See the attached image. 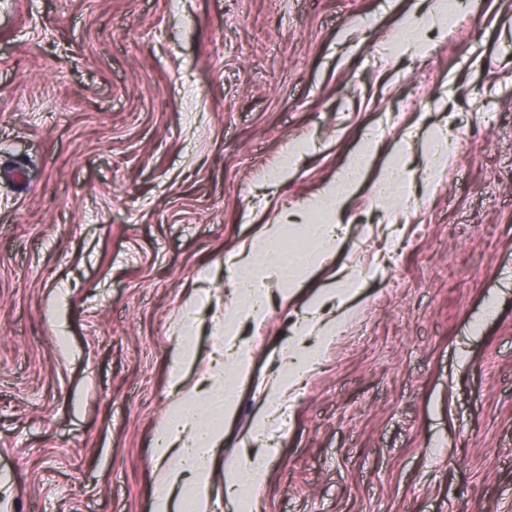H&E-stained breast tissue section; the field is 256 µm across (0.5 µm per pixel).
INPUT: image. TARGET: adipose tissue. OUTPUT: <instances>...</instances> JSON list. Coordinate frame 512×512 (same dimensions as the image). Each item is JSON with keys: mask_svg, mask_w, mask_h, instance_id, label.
<instances>
[{"mask_svg": "<svg viewBox=\"0 0 512 512\" xmlns=\"http://www.w3.org/2000/svg\"><path fill=\"white\" fill-rule=\"evenodd\" d=\"M463 9L461 0H433L427 17L411 14L400 24L390 52H409L419 49V32L426 19L444 17L454 19ZM379 145L376 135H367L361 152L352 155L340 168L335 178L315 198L304 202V213L315 215L311 224L298 226V234L307 238L312 247L306 252H284L279 244L288 232L286 225L267 224L260 231L256 255L234 263L232 288L240 303L239 313L246 319L262 322L267 313L266 282L277 278L287 290H294L309 270L321 259L335 251L338 238L335 217L339 207L354 192L370 165ZM195 300H188L182 314L183 334L173 352L174 374L171 378V402L165 419L157 426L152 443V454L158 470L153 495L154 512H171L173 494L185 488L193 512H208L211 500V479L214 453L224 440L222 421L235 410L237 383L250 374L251 361L245 347L236 343L233 321L224 324V341L231 349V374L224 382L212 388L207 396L188 389L182 373L196 362L192 343ZM322 300H315L304 322L296 326L295 336L289 339L281 352V368L277 378L266 388L265 412L253 426L254 434L261 435L275 424L280 404L288 391L310 373L318 360L316 351L309 349L305 336L319 331L323 341H333L339 335L343 321H321ZM267 460L245 455L224 465V492L236 502L240 512H248V490L261 486L267 478Z\"/></svg>", "mask_w": 512, "mask_h": 512, "instance_id": "adipose-tissue-1", "label": "adipose tissue"}]
</instances>
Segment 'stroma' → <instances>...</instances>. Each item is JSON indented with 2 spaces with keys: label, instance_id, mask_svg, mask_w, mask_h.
Listing matches in <instances>:
<instances>
[{
  "label": "stroma",
  "instance_id": "obj_1",
  "mask_svg": "<svg viewBox=\"0 0 512 512\" xmlns=\"http://www.w3.org/2000/svg\"><path fill=\"white\" fill-rule=\"evenodd\" d=\"M421 0H0V512H153L186 295L205 379L232 255L382 138L335 253L242 320L251 373L215 451L275 447L256 512H512V0L428 24ZM457 151L381 207L398 144ZM298 165L269 178L288 144ZM355 310L262 437L279 350L343 271ZM461 0H435L433 1L428 15L419 17L416 14L406 16L400 24L399 30L392 44L388 46L385 52H409L417 50L420 47L419 32L423 28L426 20L435 19L437 16H443L452 21L463 8H467Z\"/></svg>",
  "mask_w": 512,
  "mask_h": 512
}]
</instances>
